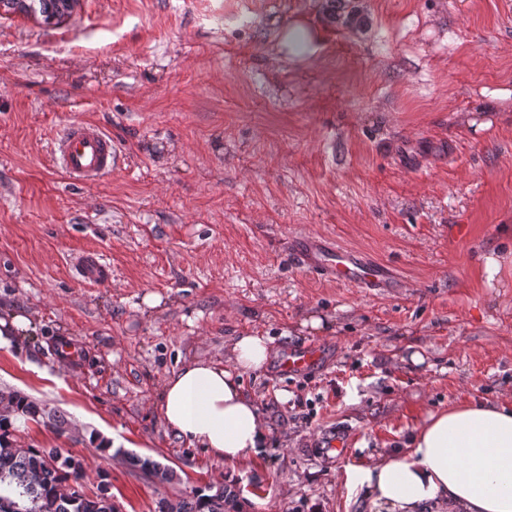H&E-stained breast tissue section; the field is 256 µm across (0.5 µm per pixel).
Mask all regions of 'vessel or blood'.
Segmentation results:
<instances>
[{"label":"vessel or blood","mask_w":512,"mask_h":512,"mask_svg":"<svg viewBox=\"0 0 512 512\" xmlns=\"http://www.w3.org/2000/svg\"><path fill=\"white\" fill-rule=\"evenodd\" d=\"M115 148L111 135L89 121L68 123L51 147L54 166L69 179L94 185L111 175ZM310 268L322 271L336 282L356 288H383L387 285L384 266L367 262L358 251L346 248L309 246L301 255ZM78 282L87 288H99L112 281V266L99 253L89 251L75 260ZM320 358L315 347L288 351L281 361L284 371L303 372Z\"/></svg>","instance_id":"vessel-or-blood-1"}]
</instances>
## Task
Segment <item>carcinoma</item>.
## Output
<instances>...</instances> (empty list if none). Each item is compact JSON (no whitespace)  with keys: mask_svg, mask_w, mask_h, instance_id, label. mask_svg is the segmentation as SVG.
<instances>
[{"mask_svg":"<svg viewBox=\"0 0 512 512\" xmlns=\"http://www.w3.org/2000/svg\"><path fill=\"white\" fill-rule=\"evenodd\" d=\"M70 0H0L6 12L40 13L44 23L69 10ZM347 0H326L329 16L355 19L346 11ZM14 412L35 419L40 409L20 395L5 397ZM134 465L162 483L175 479L173 469L150 458H136ZM83 462L63 457L54 448H20L13 423L0 414V512H114L112 496L105 491L87 493L80 477ZM158 512H239L236 494L224 485L198 489L185 497L164 499Z\"/></svg>","mask_w":512,"mask_h":512,"instance_id":"cac0c4a2","label":"carcinoma"}]
</instances>
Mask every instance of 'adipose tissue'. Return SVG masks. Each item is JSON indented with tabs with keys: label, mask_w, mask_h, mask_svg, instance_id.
I'll list each match as a JSON object with an SVG mask.
<instances>
[{
	"label": "adipose tissue",
	"mask_w": 512,
	"mask_h": 512,
	"mask_svg": "<svg viewBox=\"0 0 512 512\" xmlns=\"http://www.w3.org/2000/svg\"><path fill=\"white\" fill-rule=\"evenodd\" d=\"M271 350L269 337L245 335L232 341L229 366L195 361L173 372L160 395L166 426L230 465L257 456L268 428L241 375L263 368ZM346 484L365 488L374 512H512V408L465 402L430 414L407 452L348 471Z\"/></svg>",
	"instance_id": "obj_1"
}]
</instances>
